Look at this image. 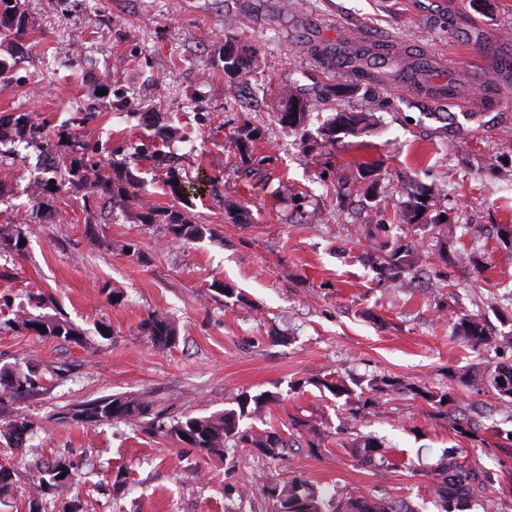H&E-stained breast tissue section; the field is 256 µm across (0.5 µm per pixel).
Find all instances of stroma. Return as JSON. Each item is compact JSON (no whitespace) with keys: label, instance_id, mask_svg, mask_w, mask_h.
I'll return each mask as SVG.
<instances>
[{"label":"stroma","instance_id":"35a3bbf8","mask_svg":"<svg viewBox=\"0 0 512 512\" xmlns=\"http://www.w3.org/2000/svg\"><path fill=\"white\" fill-rule=\"evenodd\" d=\"M25 10L23 47L5 54L0 115L29 114L119 160L159 141L138 113H164L180 138L172 164L200 186L186 208L205 232L174 237L167 225L140 223L132 207L104 219L84 187L35 207L28 185L43 171L41 151L0 141V227L27 236L21 254L0 245V366L34 358L45 377L8 408L34 434L0 512H26L36 463L55 457L71 462L84 512H272L262 487L296 476L438 512L434 474L451 447L495 479L475 512L491 501L512 512V447L500 437L512 430V408L464 381L502 355L453 335L460 317L476 314L512 330V243L500 235L512 226V184L500 179L512 169V79L498 68L512 59V0H25ZM347 36L439 58L459 87L445 106L454 124L429 118L430 98L397 83L371 102L319 101L312 126L367 107L377 124L332 145L300 144L277 121L276 100L286 88L312 96L326 78L344 81V70L323 74L309 48H338ZM229 37L257 49L234 100L224 96ZM245 123L256 138L240 148ZM361 165L372 174L338 201ZM408 183L427 205L411 232L396 218ZM228 199L246 221L232 218ZM403 239L428 260L396 283L383 274L380 244ZM443 247L479 263L444 262ZM114 289L124 295L117 306ZM41 298L82 343L12 325ZM151 311L174 318L175 346L141 334ZM103 324L110 336L99 335ZM337 377L355 393L382 377L447 388L487 430L479 440L457 436L449 415L409 393L351 417L318 385ZM244 391L276 393L249 423L293 440L283 461L244 450L203 458L124 421L67 417L113 395L173 417L208 416L234 408ZM369 435L387 452L364 466L354 444ZM243 477L245 495H228Z\"/></svg>","mask_w":512,"mask_h":512}]
</instances>
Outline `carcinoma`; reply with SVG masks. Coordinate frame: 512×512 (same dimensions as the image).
Returning a JSON list of instances; mask_svg holds the SVG:
<instances>
[{"instance_id":"obj_1","label":"carcinoma","mask_w":512,"mask_h":512,"mask_svg":"<svg viewBox=\"0 0 512 512\" xmlns=\"http://www.w3.org/2000/svg\"><path fill=\"white\" fill-rule=\"evenodd\" d=\"M21 0H0V39L15 44V39L28 24L26 11L21 9ZM324 71L336 68V63L346 68L349 75L347 84H323L317 93L318 100L330 97H344L364 92L370 100L375 93L392 82H401L426 92L435 99H450L457 93L453 80L434 84L431 79L437 74V68L430 59H402L399 54L390 52L380 45L357 46L349 51L336 52L328 46L314 45L310 48ZM256 50L251 45L224 42V91L230 98L236 96L242 78L250 71L255 62ZM317 100L290 90H284L278 99L277 121L290 132L299 135L300 143L312 139L309 125ZM374 114L369 110L356 112H338L324 121L317 133L325 144L336 142V136L343 131L364 130L373 124ZM11 126L18 141L33 145L39 150L55 154L56 136L42 131L31 121L27 114L19 116H0V139L3 128ZM98 153L95 148L77 139L69 141V154L64 167L54 165L34 181L36 195L34 200L42 204L64 194L68 187L82 185L91 190L92 199L104 196L112 199V206L135 204L137 218L142 224H165L178 237L196 238L204 233V228L192 223L188 215L175 207H157L138 195L139 184L131 165L137 160L132 155L121 161L112 162V174L104 173L102 161L94 159ZM165 185L170 194L178 200L189 201L198 187L184 185L175 170L167 168ZM409 202L399 214L398 221L413 228L422 220L426 205L422 196L412 186L406 187ZM422 262L421 254L408 243H397L386 253V269L394 281L405 277L409 270ZM12 322L40 337L56 338L70 343H78L82 333L67 319L58 314L24 313L15 316ZM45 330H39V327ZM140 331L159 348L175 344L177 329L172 318L162 312L148 313L141 321ZM455 337L470 344L472 348L495 345L499 350L512 352V331L495 333L479 318L464 316L455 323ZM474 386H484L495 392L497 399L506 407L512 406V362L500 363L495 369L476 373L466 377ZM43 386V377L39 366L33 360L25 365L0 367V403L26 396ZM388 390L393 392H411L421 396L428 405L436 410L445 407L443 400L448 398L445 389L426 391L403 385L397 381L382 378L370 385L367 392L351 399L349 411L359 417L369 413L379 403V399ZM276 395L267 391L256 395L242 392L236 396L237 408L227 409L218 414L185 419H172L164 422L162 412H152L149 403L132 396H109L84 402L73 409L71 417L86 423H98L112 420H124L142 429L163 434L179 445L194 449L201 456H224L228 448H248L262 458L277 461L284 456L288 442L276 431L243 427L240 421L247 415L258 413ZM452 429L462 437H469L477 430V423L460 411L454 419ZM33 434V429L25 420H10L0 427V437L16 452L25 448V443ZM188 439H183V436ZM356 455L366 465H374L383 460L382 442L372 436L359 439L355 445ZM441 480L434 485L435 495L441 503V512H470L474 501L475 487L484 485L486 478L478 467L450 448L446 451L438 467ZM71 464L56 458L47 461L34 474L32 491L28 495V512H41L44 495L62 494L72 484ZM265 494L273 502L276 512H413L402 500L389 501L385 498H366L335 491L325 494L311 482L294 478L283 484L266 488Z\"/></svg>"}]
</instances>
